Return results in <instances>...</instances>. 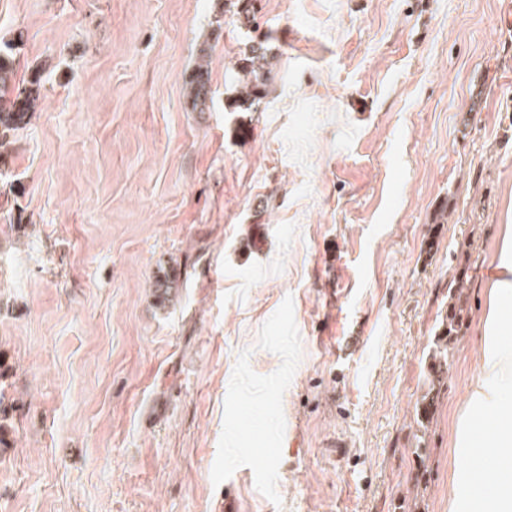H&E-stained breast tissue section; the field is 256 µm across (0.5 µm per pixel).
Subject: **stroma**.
Wrapping results in <instances>:
<instances>
[{
    "label": "stroma",
    "mask_w": 512,
    "mask_h": 512,
    "mask_svg": "<svg viewBox=\"0 0 512 512\" xmlns=\"http://www.w3.org/2000/svg\"><path fill=\"white\" fill-rule=\"evenodd\" d=\"M224 3L0 0L42 85L0 169V512H448L512 225V0H257L258 112ZM267 40L248 38L245 49L235 62L229 79L235 86L234 109L257 112L273 84L275 56ZM196 67L194 74L190 80L186 81L187 86V105L192 112H204L207 102L211 101V90L208 85V72L203 64V58ZM462 309L455 305L448 307V314L443 320L442 329L437 340L436 349L431 356L430 372L432 374V386L435 381L438 385L444 379L448 370V360L452 355L454 342L461 333L463 321L461 316Z\"/></svg>",
    "instance_id": "obj_1"
}]
</instances>
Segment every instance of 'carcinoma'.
I'll use <instances>...</instances> for the list:
<instances>
[{"instance_id":"carcinoma-1","label":"carcinoma","mask_w":512,"mask_h":512,"mask_svg":"<svg viewBox=\"0 0 512 512\" xmlns=\"http://www.w3.org/2000/svg\"><path fill=\"white\" fill-rule=\"evenodd\" d=\"M235 8L234 15L245 25L256 18L254 0H226ZM275 56L265 40L248 39L245 49L235 62L229 79L235 86L234 108L246 112L258 111L260 104L269 95L274 79ZM16 58L13 48L0 49V157H6L9 147L15 141L18 131L25 128L40 101V83L34 80L28 87H21L16 81ZM187 105L193 112H203L211 100L208 85V72L204 64L197 65L194 74L186 82ZM462 309L448 307V314L443 320L436 349L431 356L430 372L432 381L442 382L447 370L448 360L452 355L454 342L461 333L463 321ZM7 399L5 390L0 389V446L8 445L11 426L5 413L4 403Z\"/></svg>"}]
</instances>
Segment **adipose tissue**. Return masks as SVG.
<instances>
[{
	"label": "adipose tissue",
	"mask_w": 512,
	"mask_h": 512,
	"mask_svg": "<svg viewBox=\"0 0 512 512\" xmlns=\"http://www.w3.org/2000/svg\"><path fill=\"white\" fill-rule=\"evenodd\" d=\"M473 377L453 416L448 512H512V225L484 288Z\"/></svg>",
	"instance_id": "obj_1"
}]
</instances>
